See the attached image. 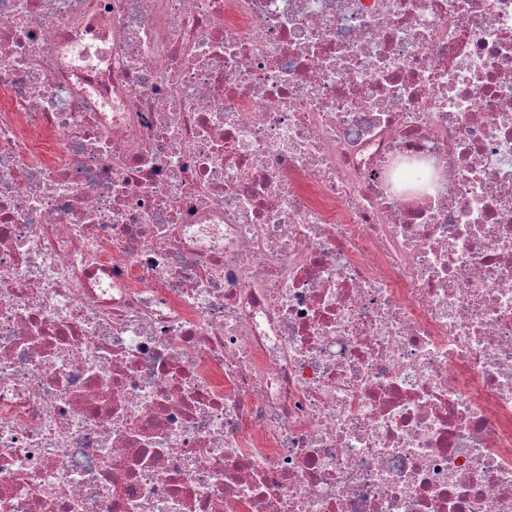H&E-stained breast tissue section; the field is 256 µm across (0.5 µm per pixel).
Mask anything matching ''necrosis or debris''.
<instances>
[{"label":"necrosis or debris","instance_id":"obj_1","mask_svg":"<svg viewBox=\"0 0 512 512\" xmlns=\"http://www.w3.org/2000/svg\"><path fill=\"white\" fill-rule=\"evenodd\" d=\"M0 512H512V0H0Z\"/></svg>","mask_w":512,"mask_h":512}]
</instances>
